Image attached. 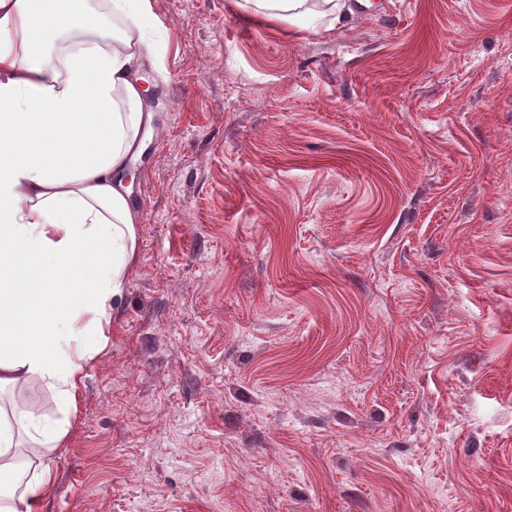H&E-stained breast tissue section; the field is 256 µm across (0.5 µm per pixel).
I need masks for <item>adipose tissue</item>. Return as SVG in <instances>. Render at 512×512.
<instances>
[{"label": "adipose tissue", "instance_id": "1", "mask_svg": "<svg viewBox=\"0 0 512 512\" xmlns=\"http://www.w3.org/2000/svg\"><path fill=\"white\" fill-rule=\"evenodd\" d=\"M272 19L333 31L345 0H254ZM151 0H0V390L47 381L76 402L87 361L138 257L122 180L141 134V30ZM69 46L57 60L42 47ZM29 441L17 462V432ZM66 425L0 410V512H35Z\"/></svg>", "mask_w": 512, "mask_h": 512}]
</instances>
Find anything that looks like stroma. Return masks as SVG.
Returning <instances> with one entry per match:
<instances>
[{
	"instance_id": "1",
	"label": "stroma",
	"mask_w": 512,
	"mask_h": 512,
	"mask_svg": "<svg viewBox=\"0 0 512 512\" xmlns=\"http://www.w3.org/2000/svg\"><path fill=\"white\" fill-rule=\"evenodd\" d=\"M373 2L152 0L138 259L39 512H512V0ZM271 19L288 20L299 28L331 32L344 18L345 0H253ZM325 20L326 23L319 24Z\"/></svg>"
}]
</instances>
